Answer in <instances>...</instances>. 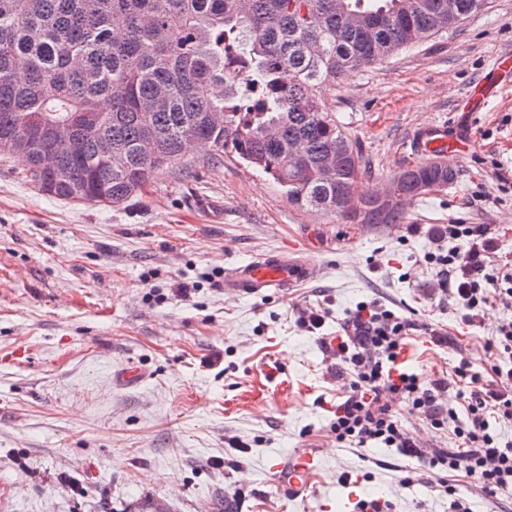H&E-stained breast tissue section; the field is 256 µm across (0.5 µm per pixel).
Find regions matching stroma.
<instances>
[{
  "mask_svg": "<svg viewBox=\"0 0 512 512\" xmlns=\"http://www.w3.org/2000/svg\"><path fill=\"white\" fill-rule=\"evenodd\" d=\"M459 28L346 72L321 89L362 157L360 190L376 195L433 162L412 144L435 124L465 133L470 150L444 162L453 183L405 206L398 224H363L291 202L232 154L211 146L160 172L123 206L58 200L26 181L18 157L0 159V512H124L151 498L172 512H356L363 498L389 512H448L430 492L437 473L387 448L340 447L330 423L340 385L320 336L349 311L381 300L448 341L409 336L407 369L478 365L512 307L462 323L437 286L427 252L464 248L446 224H488L512 261V87L488 107L460 100L501 54H512V0H488ZM316 280L237 297L215 277L233 265L302 244ZM199 281L194 298L171 293ZM164 293L156 302L154 292ZM326 314L320 332L297 322ZM138 369L123 382L120 372ZM303 448L321 469L308 499L290 500L270 476L273 455ZM351 484H342V473Z\"/></svg>",
  "mask_w": 512,
  "mask_h": 512,
  "instance_id": "1",
  "label": "stroma"
}]
</instances>
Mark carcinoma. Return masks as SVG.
Wrapping results in <instances>:
<instances>
[{
  "label": "carcinoma",
  "instance_id": "carcinoma-1",
  "mask_svg": "<svg viewBox=\"0 0 512 512\" xmlns=\"http://www.w3.org/2000/svg\"><path fill=\"white\" fill-rule=\"evenodd\" d=\"M487 0H0V149L59 200L122 206L205 141L271 178L294 203L362 224H397L399 199L359 192L362 159L319 97L346 70L448 32ZM248 70H226L233 44ZM72 128L73 152L51 128ZM302 149V159L290 152ZM341 156L328 168L329 153ZM343 205L336 206V198Z\"/></svg>",
  "mask_w": 512,
  "mask_h": 512
}]
</instances>
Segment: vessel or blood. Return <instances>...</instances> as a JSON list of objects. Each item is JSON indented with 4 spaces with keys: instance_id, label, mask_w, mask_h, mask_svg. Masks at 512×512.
<instances>
[{
    "instance_id": "obj_1",
    "label": "vessel or blood",
    "mask_w": 512,
    "mask_h": 512,
    "mask_svg": "<svg viewBox=\"0 0 512 512\" xmlns=\"http://www.w3.org/2000/svg\"><path fill=\"white\" fill-rule=\"evenodd\" d=\"M511 81L512 55L504 54L496 59L492 74L469 91V105L474 108L488 105L500 88ZM416 145L429 152L451 155L468 149L462 133H447L442 125L431 126L422 132ZM317 275L318 267L310 258L282 249L235 264L224 273L220 286L239 296L255 295L271 289L295 288L314 280ZM318 470V458L301 450L274 457L269 463V471L278 486L295 500L312 489Z\"/></svg>"
}]
</instances>
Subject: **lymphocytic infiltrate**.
<instances>
[{"instance_id": "1", "label": "lymphocytic infiltrate", "mask_w": 512, "mask_h": 512, "mask_svg": "<svg viewBox=\"0 0 512 512\" xmlns=\"http://www.w3.org/2000/svg\"><path fill=\"white\" fill-rule=\"evenodd\" d=\"M442 235L466 244L462 251L451 248L426 256L462 321L480 322L485 309L496 303L511 306L512 264H494L497 247L490 225L448 224ZM415 328L412 320L373 300L357 306L341 334L321 337L343 390L330 428L345 447L393 448L423 469L438 472L436 489L451 496V512H472L448 475L465 473L486 497L512 490V441L502 440L496 431L512 425V321L500 323L486 344L487 370L463 356L449 373L426 378L399 367L404 341ZM394 399L432 428L451 432L453 447L422 448L394 414Z\"/></svg>"}]
</instances>
